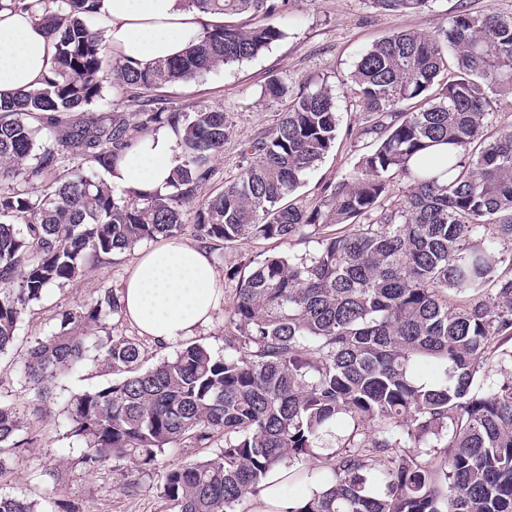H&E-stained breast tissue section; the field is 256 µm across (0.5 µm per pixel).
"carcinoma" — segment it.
Segmentation results:
<instances>
[{"instance_id":"carcinoma-1","label":"carcinoma","mask_w":512,"mask_h":512,"mask_svg":"<svg viewBox=\"0 0 512 512\" xmlns=\"http://www.w3.org/2000/svg\"><path fill=\"white\" fill-rule=\"evenodd\" d=\"M430 0H371L413 12ZM98 0H0L46 29L53 77L0 99V354L27 308L80 277L89 262L183 231L177 206L196 198L224 148V111L169 112L151 92L220 65L252 59L285 36L278 0H185L212 15L267 23L208 24L185 52L148 66L117 59L94 28ZM133 93L136 121L90 122L50 145L43 126L103 99ZM366 112L363 152L314 204L292 198L334 148L336 94L303 88L264 137L243 145L248 164L198 204L195 232L209 249L247 240L317 239L304 253L271 255L243 277L228 310L224 354L188 343L142 368L139 344L114 338L117 292L64 310L35 339L20 371L38 409L54 381L87 361L117 376L74 395L67 409L76 464L94 471L130 460L151 469L176 445L213 458L166 470L160 490L176 512H236L277 466L337 441L323 491L290 512H512V380L484 389L487 356L512 340V129L488 132L493 96L512 93V16L460 9L431 34L400 31L362 51L347 80ZM175 128L182 161L172 194H115L77 175L41 188L65 158L116 164L133 135ZM448 146L434 155L431 147ZM405 185L391 199V187ZM340 226L337 233L327 228ZM105 331L99 336L96 330ZM428 362L436 375L417 373ZM0 399V477L34 437ZM444 450L443 465L428 456ZM0 512H38L0 495Z\"/></svg>"}]
</instances>
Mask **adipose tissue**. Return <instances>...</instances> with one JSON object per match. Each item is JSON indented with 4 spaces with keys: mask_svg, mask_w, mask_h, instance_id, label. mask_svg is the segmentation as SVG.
<instances>
[{
    "mask_svg": "<svg viewBox=\"0 0 512 512\" xmlns=\"http://www.w3.org/2000/svg\"><path fill=\"white\" fill-rule=\"evenodd\" d=\"M106 40L122 59L148 65L177 56L213 15L185 9L181 0H101ZM51 74L46 34L30 13L0 9V97L42 86ZM176 136L163 129L128 149L109 169L112 185L141 193L167 188ZM124 317L162 344L208 324L224 292L206 248L168 239L139 253L120 291Z\"/></svg>",
    "mask_w": 512,
    "mask_h": 512,
    "instance_id": "obj_1",
    "label": "adipose tissue"
}]
</instances>
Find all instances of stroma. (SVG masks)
Here are the masks:
<instances>
[{
    "label": "stroma",
    "mask_w": 512,
    "mask_h": 512,
    "mask_svg": "<svg viewBox=\"0 0 512 512\" xmlns=\"http://www.w3.org/2000/svg\"><path fill=\"white\" fill-rule=\"evenodd\" d=\"M462 8L512 15V0H431L428 7L412 13L380 11L369 0H288L280 18L284 38L259 57L218 67L196 80L164 88L161 97L169 111L189 112L210 106L222 109L229 124L224 148L213 159L214 173L198 191L199 200L216 195L235 180L243 165V144L267 135L279 113L286 111L288 99L273 102L264 94L268 82L277 78L293 93L309 82L326 83L337 93L340 130L336 146L296 192L297 198L313 202L322 185L349 172L362 152L357 133L367 115L345 84L362 50L395 31L433 32L445 17ZM273 249L269 241H242L212 251L224 299L212 323L196 331L193 341L223 352L228 332L226 310L238 288V280L230 272L243 270L249 260ZM135 257L132 249L104 256L89 264L77 281L49 288L40 301L29 306L12 348L0 354V396L24 415L27 430L36 439L11 472L0 478V495L23 496L44 508L55 501L71 505L76 512H169V503L160 490L165 471L209 456L206 448L170 449L159 457L155 469L141 478L139 488L128 491L126 483L133 464L121 469L105 466L92 472L76 466L80 449L69 437L66 426L64 408L69 397L110 384L113 376L109 370L103 364L91 363L59 378L55 403L47 414L36 412L32 394L17 370V363L31 342L50 334L62 310L91 302L104 289H119ZM108 328L113 336L138 343L148 368L178 349L174 343L158 345L121 316L110 318Z\"/></svg>",
    "instance_id": "stroma-1"
}]
</instances>
